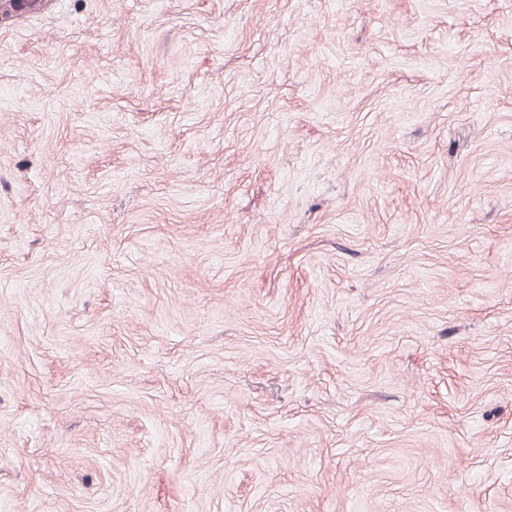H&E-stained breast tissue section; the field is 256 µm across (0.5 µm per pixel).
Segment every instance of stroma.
Segmentation results:
<instances>
[{
	"mask_svg": "<svg viewBox=\"0 0 512 512\" xmlns=\"http://www.w3.org/2000/svg\"><path fill=\"white\" fill-rule=\"evenodd\" d=\"M0 512H512V0L1 20Z\"/></svg>",
	"mask_w": 512,
	"mask_h": 512,
	"instance_id": "stroma-1",
	"label": "stroma"
}]
</instances>
